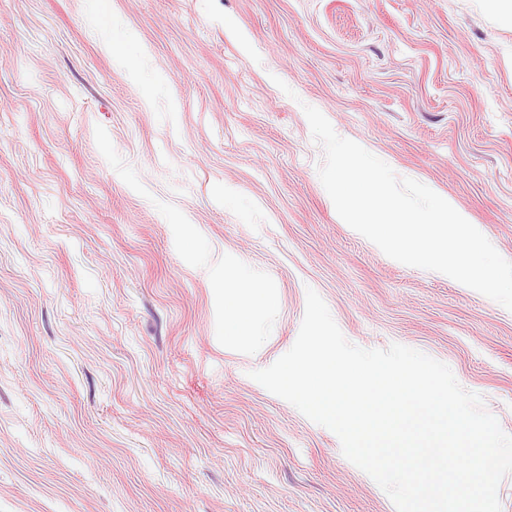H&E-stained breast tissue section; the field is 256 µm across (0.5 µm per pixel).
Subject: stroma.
<instances>
[{
	"label": "stroma",
	"instance_id": "obj_1",
	"mask_svg": "<svg viewBox=\"0 0 512 512\" xmlns=\"http://www.w3.org/2000/svg\"><path fill=\"white\" fill-rule=\"evenodd\" d=\"M0 512H395L252 380L307 289L512 434V311L401 264L304 105L512 261V26L485 0H0ZM266 303L229 332L239 283Z\"/></svg>",
	"mask_w": 512,
	"mask_h": 512
}]
</instances>
